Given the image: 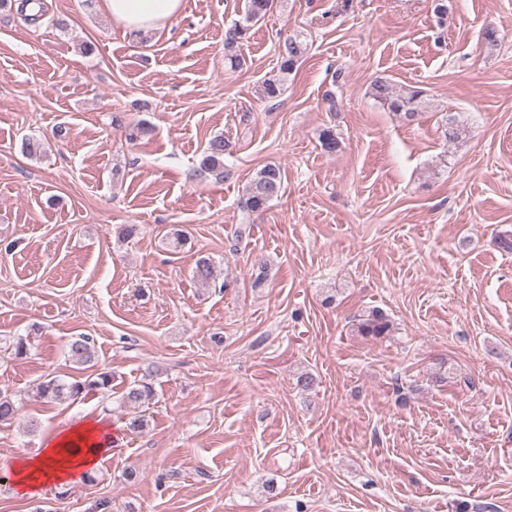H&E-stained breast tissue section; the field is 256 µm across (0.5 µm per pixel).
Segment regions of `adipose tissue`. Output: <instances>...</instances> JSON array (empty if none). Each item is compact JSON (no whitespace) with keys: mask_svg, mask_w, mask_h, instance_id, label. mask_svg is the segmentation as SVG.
<instances>
[{"mask_svg":"<svg viewBox=\"0 0 512 512\" xmlns=\"http://www.w3.org/2000/svg\"><path fill=\"white\" fill-rule=\"evenodd\" d=\"M112 20L131 32L149 33L164 27L181 11L182 0H104ZM112 452V427L103 419L81 422L49 438L39 455L17 462L13 485L34 495L48 484L64 486L93 470Z\"/></svg>","mask_w":512,"mask_h":512,"instance_id":"ef3b65f1","label":"adipose tissue"}]
</instances>
